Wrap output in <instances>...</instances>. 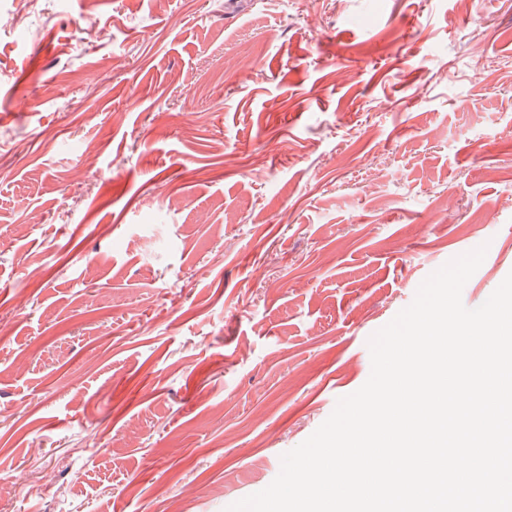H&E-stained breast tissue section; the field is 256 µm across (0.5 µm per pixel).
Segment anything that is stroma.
Instances as JSON below:
<instances>
[{"instance_id":"stroma-1","label":"stroma","mask_w":512,"mask_h":512,"mask_svg":"<svg viewBox=\"0 0 512 512\" xmlns=\"http://www.w3.org/2000/svg\"><path fill=\"white\" fill-rule=\"evenodd\" d=\"M483 244L512 0H0V512H224Z\"/></svg>"}]
</instances>
